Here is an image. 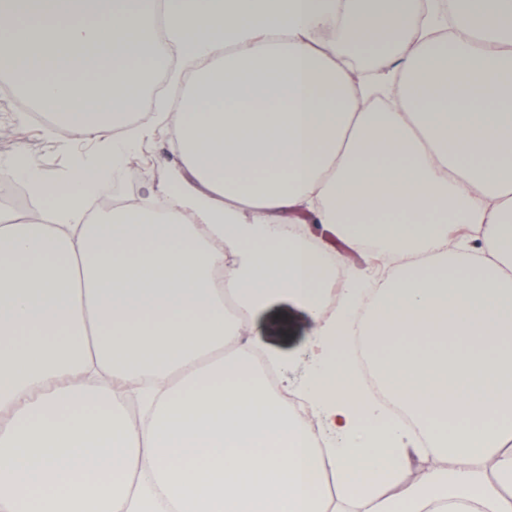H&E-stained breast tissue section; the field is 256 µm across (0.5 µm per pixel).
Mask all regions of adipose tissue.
<instances>
[{
    "label": "adipose tissue",
    "instance_id": "adipose-tissue-1",
    "mask_svg": "<svg viewBox=\"0 0 512 512\" xmlns=\"http://www.w3.org/2000/svg\"><path fill=\"white\" fill-rule=\"evenodd\" d=\"M0 37V73L81 135L139 109L160 42L197 66L168 216L88 215L116 135L37 180L51 223L0 215V512H328L326 470L362 512H512V0H0ZM300 214L391 255L382 286L324 314L327 250L274 230ZM219 267L245 316L283 293L317 321L297 392L320 435ZM423 452L448 467L409 478ZM349 357L353 364L360 366V378L367 383V392L369 395L376 397L383 404L394 420L403 423L409 431L416 435L418 429L414 423L405 416L403 411L395 404L391 403L387 397L381 392L373 379L371 366L366 359L358 337H354L349 344Z\"/></svg>",
    "mask_w": 512,
    "mask_h": 512
}]
</instances>
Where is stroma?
<instances>
[{
	"instance_id": "35a3bbf8",
	"label": "stroma",
	"mask_w": 512,
	"mask_h": 512,
	"mask_svg": "<svg viewBox=\"0 0 512 512\" xmlns=\"http://www.w3.org/2000/svg\"><path fill=\"white\" fill-rule=\"evenodd\" d=\"M192 72V67L177 60L160 71L163 91L149 99L147 107L138 115L126 117L118 130L119 135L135 142L139 153L133 192L141 204L154 207L166 203L164 191L173 172L181 166L171 149L174 127L170 115ZM4 128L10 129L11 135L0 138V164L25 157L31 170L53 184L66 182L74 157L92 162L98 155L99 143L95 137L84 138L52 120L29 117L12 88L0 83V130ZM313 326L311 315L284 294L273 297L250 322V335L259 337L269 350L281 357L284 385H297L307 372L308 341Z\"/></svg>"
}]
</instances>
